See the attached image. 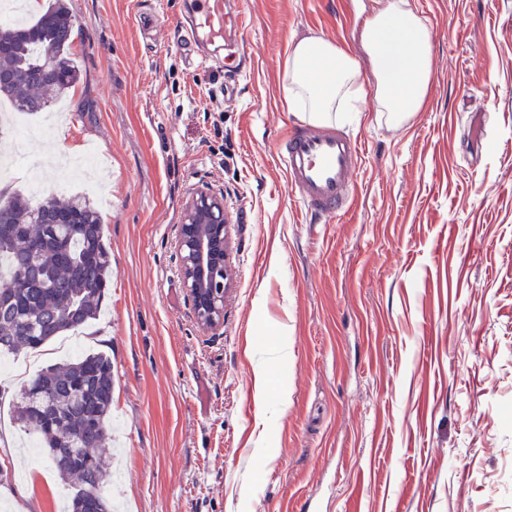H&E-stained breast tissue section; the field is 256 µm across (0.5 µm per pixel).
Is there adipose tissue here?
<instances>
[{"label":"adipose tissue","mask_w":512,"mask_h":512,"mask_svg":"<svg viewBox=\"0 0 512 512\" xmlns=\"http://www.w3.org/2000/svg\"><path fill=\"white\" fill-rule=\"evenodd\" d=\"M362 46L376 76L378 111L399 125L418 112L431 79L429 34L408 0H386L362 34ZM360 62L329 41L305 37L292 43L284 69L292 112L324 124L360 101Z\"/></svg>","instance_id":"1"}]
</instances>
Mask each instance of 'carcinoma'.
I'll use <instances>...</instances> for the list:
<instances>
[{
  "label": "carcinoma",
  "instance_id": "obj_1",
  "mask_svg": "<svg viewBox=\"0 0 512 512\" xmlns=\"http://www.w3.org/2000/svg\"><path fill=\"white\" fill-rule=\"evenodd\" d=\"M73 22L52 4L33 23L0 26V98L18 112H45L51 95L78 77L71 43ZM61 56L62 76L45 73L46 47ZM110 251L99 211L82 194L65 201L0 200V354L35 351L96 316L107 288ZM43 395V408L27 399ZM112 411V359L81 352L63 366L35 375L15 404L16 421L40 438L46 460L78 481L69 512H110L101 493L108 466L101 448Z\"/></svg>",
  "mask_w": 512,
  "mask_h": 512
}]
</instances>
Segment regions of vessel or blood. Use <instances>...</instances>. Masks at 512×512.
<instances>
[{
  "instance_id": "vessel-or-blood-1",
  "label": "vessel or blood",
  "mask_w": 512,
  "mask_h": 512,
  "mask_svg": "<svg viewBox=\"0 0 512 512\" xmlns=\"http://www.w3.org/2000/svg\"><path fill=\"white\" fill-rule=\"evenodd\" d=\"M237 25L224 0H196L183 24L180 51L189 58L205 46L223 47L228 31ZM359 159L356 141L325 131L294 134L282 157L289 187L306 210L322 215L339 212L351 200Z\"/></svg>"
}]
</instances>
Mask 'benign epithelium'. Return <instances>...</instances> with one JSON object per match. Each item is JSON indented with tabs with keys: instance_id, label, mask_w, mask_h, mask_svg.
Returning <instances> with one entry per match:
<instances>
[{
	"instance_id": "benign-epithelium-1",
	"label": "benign epithelium",
	"mask_w": 512,
	"mask_h": 512,
	"mask_svg": "<svg viewBox=\"0 0 512 512\" xmlns=\"http://www.w3.org/2000/svg\"><path fill=\"white\" fill-rule=\"evenodd\" d=\"M176 247L181 275L200 328L212 330L223 324L224 298L229 282L231 241L224 200L208 192L195 193L186 203Z\"/></svg>"
}]
</instances>
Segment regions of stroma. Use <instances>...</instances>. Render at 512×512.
<instances>
[{"instance_id": "35a3bbf8", "label": "stroma", "mask_w": 512, "mask_h": 512, "mask_svg": "<svg viewBox=\"0 0 512 512\" xmlns=\"http://www.w3.org/2000/svg\"><path fill=\"white\" fill-rule=\"evenodd\" d=\"M184 2L64 0L79 78L53 145L101 153L87 196L112 267L88 333L0 373V512H61L73 493L8 403L78 348L112 359L103 494L123 512H512V0H409L433 77L399 126L363 59L375 0H229L241 28L193 67ZM304 37L362 61L363 100L329 124L360 146L330 216L306 213L279 156L308 124L283 83ZM44 144L26 142L21 175L66 197ZM199 191L223 198L232 246L208 332L175 247Z\"/></svg>"}]
</instances>
